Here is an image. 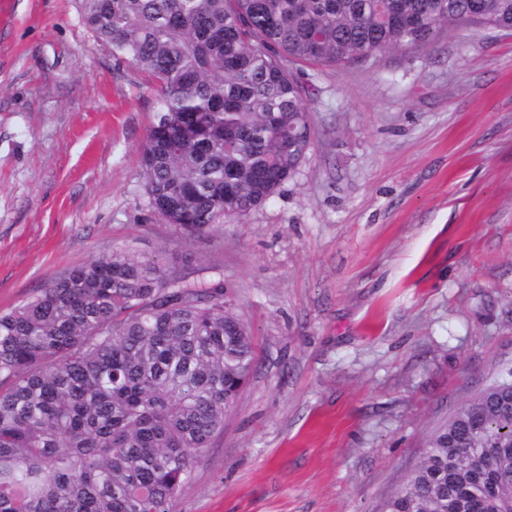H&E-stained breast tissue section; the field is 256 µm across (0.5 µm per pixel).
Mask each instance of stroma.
Instances as JSON below:
<instances>
[{
    "label": "stroma",
    "mask_w": 512,
    "mask_h": 512,
    "mask_svg": "<svg viewBox=\"0 0 512 512\" xmlns=\"http://www.w3.org/2000/svg\"><path fill=\"white\" fill-rule=\"evenodd\" d=\"M287 67L306 161L187 239L139 179L155 91L77 0H0V311L113 248L183 245L252 329L257 367L174 512H376L512 366V34Z\"/></svg>",
    "instance_id": "1"
}]
</instances>
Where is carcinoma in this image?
I'll return each instance as SVG.
<instances>
[{"mask_svg":"<svg viewBox=\"0 0 512 512\" xmlns=\"http://www.w3.org/2000/svg\"><path fill=\"white\" fill-rule=\"evenodd\" d=\"M96 43L157 91L141 180L189 234L247 215L311 145L288 59L336 66L473 22L512 0H79ZM186 251L118 248L0 312V512H173L256 365L221 284ZM379 512H512V370L462 405Z\"/></svg>","mask_w":512,"mask_h":512,"instance_id":"carcinoma-1","label":"carcinoma"}]
</instances>
